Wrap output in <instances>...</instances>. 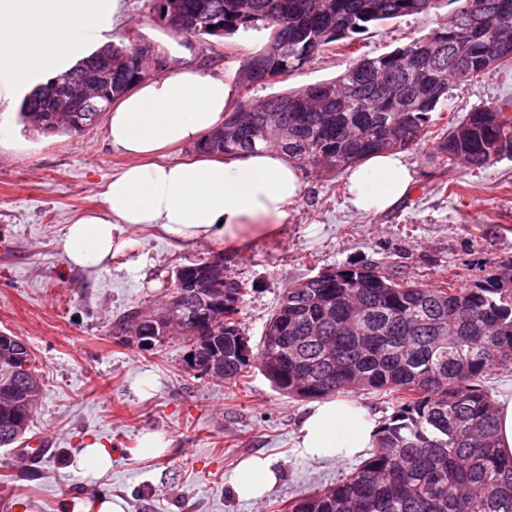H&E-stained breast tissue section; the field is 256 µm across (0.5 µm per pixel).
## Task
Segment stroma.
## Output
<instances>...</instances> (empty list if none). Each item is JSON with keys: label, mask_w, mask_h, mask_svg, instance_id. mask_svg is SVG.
Wrapping results in <instances>:
<instances>
[{"label": "stroma", "mask_w": 512, "mask_h": 512, "mask_svg": "<svg viewBox=\"0 0 512 512\" xmlns=\"http://www.w3.org/2000/svg\"><path fill=\"white\" fill-rule=\"evenodd\" d=\"M455 8L409 15L370 27L356 45L378 55L437 28ZM137 32L171 59L231 78L257 41L198 39L166 28L147 0H125L121 20L106 34L118 41ZM338 49L298 71L235 92L253 102L338 76L349 64ZM512 103V62L479 81L450 82L433 133L466 114ZM18 98L0 99V333L25 340L44 393L31 423L48 441L43 457L16 464L0 447V512H85L114 496L125 512H288L289 500L330 486L357 459L316 461L296 446L312 408L275 390L246 368L237 382L200 377L186 367L188 344L170 337L152 351L121 342L111 323L134 307L164 301L177 269L220 255L242 285L241 329L258 347L265 325L289 284L337 267L379 265L428 287L469 286L512 267V155L473 169L438 158L432 143L406 150L414 171L408 195L391 209L363 214L346 208L342 175L301 165V198L276 235L236 244L219 240L180 249L146 233L110 268H71L60 245L62 227L100 208V184L126 162L106 138V121L82 133L46 137L23 130ZM170 439L167 454L137 450L142 431ZM98 440L112 449V467L93 475L76 455ZM261 454L281 472L262 501L239 500L232 480L240 461Z\"/></svg>", "instance_id": "obj_1"}]
</instances>
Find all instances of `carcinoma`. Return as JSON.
Wrapping results in <instances>:
<instances>
[{"label": "carcinoma", "instance_id": "1", "mask_svg": "<svg viewBox=\"0 0 512 512\" xmlns=\"http://www.w3.org/2000/svg\"><path fill=\"white\" fill-rule=\"evenodd\" d=\"M443 0H169L183 17L180 34L242 35L261 42L233 75L241 91L259 83L254 69L295 72L324 48L353 40L358 31L407 15L429 14ZM438 27L442 47L426 52L417 38L391 52L354 58L336 78L274 95L264 111L240 103L237 129L224 122V140L203 139L194 150L235 155L277 146L299 163L339 173L384 150H405L427 141L432 114L448 100L449 82L463 68L469 79L494 70L482 29L512 23V0H458ZM360 30H355V27ZM112 53V68L95 61ZM162 71L163 51L138 43L107 42L71 69L27 92L18 112L25 127L51 135L82 132L91 118L63 114L48 88L92 71L105 91L99 106L129 91L150 63ZM288 111H283V103ZM509 102L468 113L434 143L450 162L477 169L512 153ZM189 317V346L209 353L224 342V380L237 382L251 358L241 345L242 291L224 284V309H213L175 289ZM152 308L130 309L112 322V335L139 326L156 344L165 340ZM18 356V399L0 405V447L23 439L36 406L26 390L42 386L26 342L0 336V365ZM260 370L273 387L300 400L353 391L399 392L397 406L378 425L374 449L330 487L295 498L291 512H512V456L496 444L494 400L484 379L491 369L512 366V278L495 275L469 288H428L397 282L375 266L330 269L298 288H286L265 326ZM28 370H23V364Z\"/></svg>", "mask_w": 512, "mask_h": 512}]
</instances>
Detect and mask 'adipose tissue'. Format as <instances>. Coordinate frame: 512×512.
Wrapping results in <instances>:
<instances>
[{"mask_svg":"<svg viewBox=\"0 0 512 512\" xmlns=\"http://www.w3.org/2000/svg\"><path fill=\"white\" fill-rule=\"evenodd\" d=\"M121 10L122 0H0V76L6 79L0 95L68 70ZM232 95L222 76L174 64L113 105L107 138L129 162L103 183L102 210L64 225L61 243L70 266L90 272L111 266L136 246V230L178 247L277 232L303 193L299 166L278 148L164 158L168 149L222 129ZM345 180L351 210L379 213L406 196L414 177L400 152L387 151L347 168ZM375 430L360 409L330 400L306 415L297 441L310 458L340 460L370 447ZM278 481V468L254 456L240 463L234 492L256 503Z\"/></svg>","mask_w":512,"mask_h":512,"instance_id":"ef3b65f1","label":"adipose tissue"}]
</instances>
